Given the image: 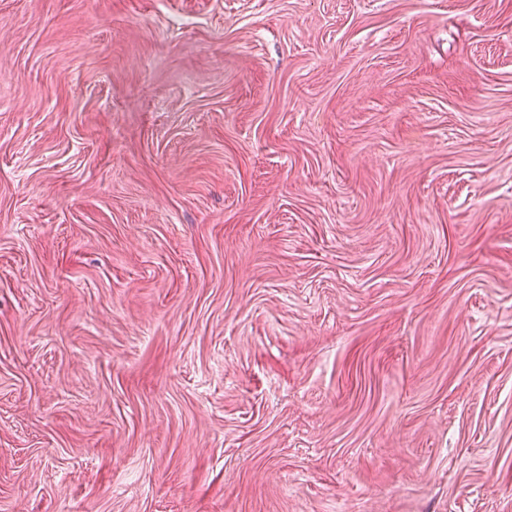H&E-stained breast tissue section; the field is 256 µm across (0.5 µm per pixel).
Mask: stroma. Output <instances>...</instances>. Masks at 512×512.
I'll list each match as a JSON object with an SVG mask.
<instances>
[{
    "instance_id": "stroma-1",
    "label": "stroma",
    "mask_w": 512,
    "mask_h": 512,
    "mask_svg": "<svg viewBox=\"0 0 512 512\" xmlns=\"http://www.w3.org/2000/svg\"><path fill=\"white\" fill-rule=\"evenodd\" d=\"M0 512H512V0H0Z\"/></svg>"
}]
</instances>
